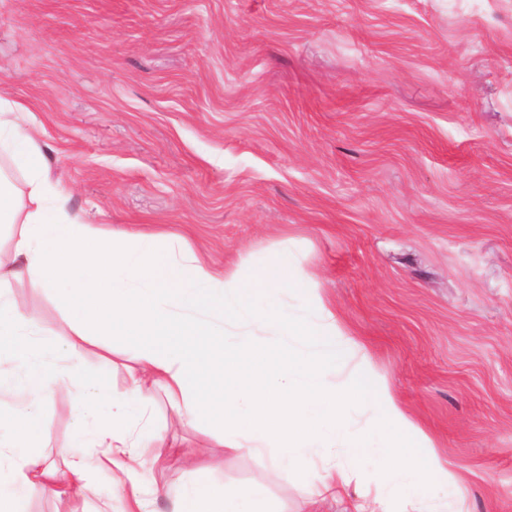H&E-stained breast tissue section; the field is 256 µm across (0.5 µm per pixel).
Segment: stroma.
<instances>
[{
    "mask_svg": "<svg viewBox=\"0 0 512 512\" xmlns=\"http://www.w3.org/2000/svg\"><path fill=\"white\" fill-rule=\"evenodd\" d=\"M0 100L21 105L65 206L102 233L180 235L249 282L288 252L303 274L290 314L336 315L345 348L326 376L368 359L451 470L391 512H512V0H0ZM8 293L44 331L51 377L72 367L52 294ZM133 356L80 368L123 390ZM41 453L92 439L67 397L41 400ZM151 429L201 458L215 496L266 489L271 512H352L404 470L369 462L315 497L322 456L223 451L179 424L164 391ZM138 469L147 512H174L194 475ZM63 507L33 487L21 512H122L128 483L96 469Z\"/></svg>",
    "mask_w": 512,
    "mask_h": 512,
    "instance_id": "stroma-1",
    "label": "stroma"
}]
</instances>
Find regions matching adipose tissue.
Returning a JSON list of instances; mask_svg holds the SVG:
<instances>
[{
	"instance_id": "ef3b65f1",
	"label": "adipose tissue",
	"mask_w": 512,
	"mask_h": 512,
	"mask_svg": "<svg viewBox=\"0 0 512 512\" xmlns=\"http://www.w3.org/2000/svg\"><path fill=\"white\" fill-rule=\"evenodd\" d=\"M15 114L12 105L0 102V152L26 174L31 206L19 211L13 188L0 181V223L19 226L13 241L17 264L0 267V382L23 356L27 364L13 377L15 385L36 401L52 392L35 340L41 328L5 292L11 280L24 276L51 291L66 312V344L74 362H81L88 345L104 334L134 350L135 366L127 390L113 394L106 381L91 382L72 371L68 392L79 414L97 423L94 445L102 455L71 461L67 487L57 486L54 470L38 452L44 433L38 414L27 411L8 419V434H0V512H20L22 494L34 486L60 498L86 491L88 472L96 466H116L137 485L141 448L157 447L160 464L184 458V450L166 445L161 435L129 434L132 411L142 408L157 387L175 404L180 422L221 426L222 444L230 450L272 446L281 463L295 466L308 462L313 449L340 443L352 466L373 456L387 466L401 465L410 480L397 484L395 495L422 492L425 474L453 484V474L427 450L367 364L343 383L326 381L336 363L334 314L325 311V325H314L279 305L280 288L302 281L287 258L260 265L253 285L243 286L179 247L173 234L141 236L133 247L114 245L97 228L69 216L62 191L46 176L40 145ZM259 294L266 297V308L254 307ZM202 310L208 319L199 318ZM241 321L294 340L276 374L265 373L272 355L266 345L228 338L227 324ZM350 400L379 416L376 426L355 437L343 423ZM175 512H266L264 492L258 485L247 501L228 493L210 501L204 483L197 481Z\"/></svg>"
}]
</instances>
